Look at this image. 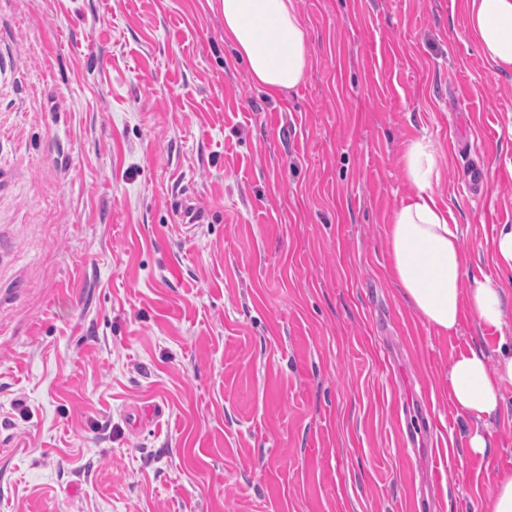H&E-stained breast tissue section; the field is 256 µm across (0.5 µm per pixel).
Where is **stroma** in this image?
Here are the masks:
<instances>
[{
  "mask_svg": "<svg viewBox=\"0 0 512 512\" xmlns=\"http://www.w3.org/2000/svg\"><path fill=\"white\" fill-rule=\"evenodd\" d=\"M294 4L307 76L270 94L209 0H0V512H488L512 476V384L483 458L448 396L512 322L438 333L386 238L428 135L469 267L512 295V74L467 0ZM423 397L412 450L394 403Z\"/></svg>",
  "mask_w": 512,
  "mask_h": 512,
  "instance_id": "35a3bbf8",
  "label": "stroma"
}]
</instances>
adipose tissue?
I'll list each match as a JSON object with an SVG mask.
<instances>
[{"mask_svg": "<svg viewBox=\"0 0 512 512\" xmlns=\"http://www.w3.org/2000/svg\"><path fill=\"white\" fill-rule=\"evenodd\" d=\"M218 2L224 40L245 62L255 85L278 93L304 81L308 31L293 0ZM467 30L496 72L512 73V0H469ZM437 157V146L424 135L403 147V177L413 192L388 224L394 281L407 304L437 331L457 332L465 306L478 326L501 330L512 318V299L490 277L470 274L461 228L452 210L433 195L432 185L441 175ZM504 382L512 383V342L500 341L493 363L473 346L451 361L449 398L457 415L472 424L467 453L490 454L487 426L502 408Z\"/></svg>", "mask_w": 512, "mask_h": 512, "instance_id": "1", "label": "adipose tissue"}]
</instances>
